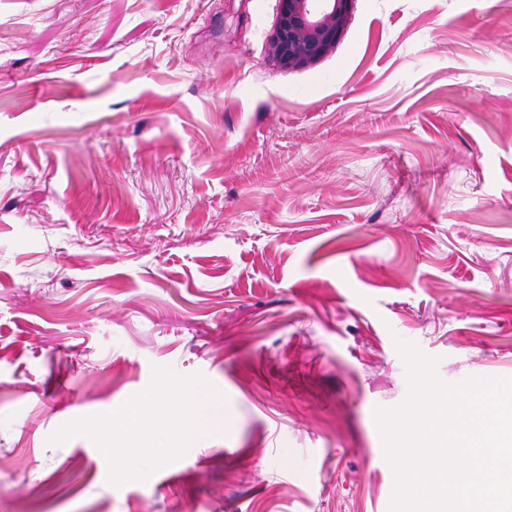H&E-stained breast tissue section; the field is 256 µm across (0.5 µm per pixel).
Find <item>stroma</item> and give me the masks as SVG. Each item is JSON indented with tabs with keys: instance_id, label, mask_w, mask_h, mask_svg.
Listing matches in <instances>:
<instances>
[{
	"instance_id": "stroma-1",
	"label": "stroma",
	"mask_w": 512,
	"mask_h": 512,
	"mask_svg": "<svg viewBox=\"0 0 512 512\" xmlns=\"http://www.w3.org/2000/svg\"><path fill=\"white\" fill-rule=\"evenodd\" d=\"M0 0V512H389L375 421L512 376V0ZM205 385L161 472L86 420ZM267 55L280 69L310 68L331 54L351 21L356 0H280ZM169 404L163 417L168 422L166 437L173 457H179L209 426V417L218 406V398L204 390L185 385L165 386ZM109 423L108 418L95 419L88 422L87 426L105 436L106 447L111 448L113 469L130 475L139 473L145 465L149 450L141 447L139 439H129L125 431H122V435L127 437L126 439L112 440V425L109 429Z\"/></svg>"
}]
</instances>
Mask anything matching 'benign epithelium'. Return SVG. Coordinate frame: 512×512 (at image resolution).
<instances>
[{
    "instance_id": "7a95c632",
    "label": "benign epithelium",
    "mask_w": 512,
    "mask_h": 512,
    "mask_svg": "<svg viewBox=\"0 0 512 512\" xmlns=\"http://www.w3.org/2000/svg\"><path fill=\"white\" fill-rule=\"evenodd\" d=\"M356 0H280L267 55L280 69L310 68L331 54L351 21Z\"/></svg>"
}]
</instances>
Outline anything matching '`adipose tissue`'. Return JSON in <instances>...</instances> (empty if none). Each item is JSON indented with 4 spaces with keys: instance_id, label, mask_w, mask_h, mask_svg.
Returning a JSON list of instances; mask_svg holds the SVG:
<instances>
[{
    "instance_id": "1",
    "label": "adipose tissue",
    "mask_w": 512,
    "mask_h": 512,
    "mask_svg": "<svg viewBox=\"0 0 512 512\" xmlns=\"http://www.w3.org/2000/svg\"><path fill=\"white\" fill-rule=\"evenodd\" d=\"M165 392L169 401L164 412L168 422L166 436L171 455L177 457L186 449L194 447L202 432L207 430L209 417L217 408L218 399L204 390L178 384L166 386ZM89 427L106 436V445L112 453L113 469L130 475L143 469L148 451L142 447L140 440L112 439L109 422L105 419L92 420Z\"/></svg>"
}]
</instances>
